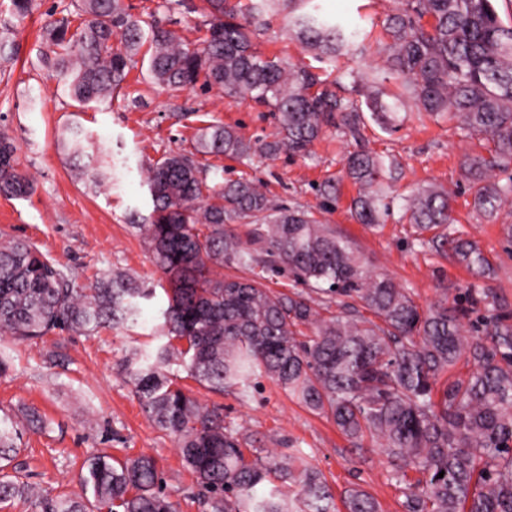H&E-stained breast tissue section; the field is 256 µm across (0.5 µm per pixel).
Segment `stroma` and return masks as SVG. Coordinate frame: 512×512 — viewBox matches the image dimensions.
<instances>
[{"instance_id":"35a3bbf8","label":"stroma","mask_w":512,"mask_h":512,"mask_svg":"<svg viewBox=\"0 0 512 512\" xmlns=\"http://www.w3.org/2000/svg\"><path fill=\"white\" fill-rule=\"evenodd\" d=\"M124 2L134 17L155 19L185 41L198 42L206 33L196 10L201 0ZM69 4L33 0L30 15L20 19L11 11V0H0V44L13 59L9 65L0 63V137L14 143L20 168L35 179L29 199L0 196V240H30L78 285L123 272L154 294L142 301V315L134 324L90 335L55 330L0 345L10 359L9 372L0 376V416L18 420L23 408L34 406L48 418L45 428H22L9 469L42 495L55 497L79 489L81 469L90 455L122 459L145 454L156 460L177 512H199L195 475L182 464L174 438L143 411L123 369L133 349L155 346L167 305L168 281L132 222L134 216L150 212L142 185L147 167L167 152L189 147L201 121L237 127L255 140L273 137L277 118L251 100L214 89L154 84L143 63L132 69L111 104L76 109L59 71L47 62L52 49L41 37ZM313 5L321 14L364 29L363 53L318 58L289 36L282 13L270 16L267 28L257 32V47L309 69L335 84L342 95L353 96L351 76L358 73L378 75L386 98L400 96L401 84L388 73L380 44L385 19L399 9L400 0H313ZM71 123L80 124L104 147L99 159L106 176L100 184L77 180L73 160L58 148L60 130ZM360 146L399 163L391 212L374 228L355 218L351 203L359 187L343 168L344 155ZM478 149L477 139L461 135L447 118L419 112L413 100L403 98L392 129L366 120L357 141L330 128L302 156H211L206 163L209 180L251 178L278 203L310 210L353 244L370 271L408 288L421 309L467 291L489 296L490 307L475 312L487 319L512 315V239L504 231L512 223V205L492 217L474 210L463 161ZM329 177L336 180V201L326 211L317 188ZM427 184L451 194L454 229L479 245L492 263L489 272L459 264L451 249L418 244L402 204L405 196ZM180 384L200 403L223 406L225 423L247 430L252 447L304 456L331 487L334 504H341L345 490L357 487L377 500L381 512H404L403 489L389 481L390 465L377 443L367 438L359 444L346 437L275 381L259 378L246 397L235 390L212 393L186 378Z\"/></svg>"}]
</instances>
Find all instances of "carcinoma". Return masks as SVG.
<instances>
[{
	"label": "carcinoma",
	"instance_id": "1",
	"mask_svg": "<svg viewBox=\"0 0 512 512\" xmlns=\"http://www.w3.org/2000/svg\"><path fill=\"white\" fill-rule=\"evenodd\" d=\"M203 2L208 34L200 43L145 24L122 0H75V13L56 20L47 34L65 91L81 107L112 102L146 45L152 81L181 87L201 81L277 115V134L262 142L206 121L191 150L164 155L145 177L152 211L137 229L171 288L165 341L151 353H132L126 370L143 408L174 435L183 465L196 476L202 512H331L333 497L302 457L256 448L246 456L248 438L224 424L221 406H203L178 385L174 366L211 392L236 388L244 396L251 377L263 373L346 436L380 440L389 480L404 485L405 512H512V320L496 316L483 323L482 335H466L462 319L478 300L421 310L407 289L367 270L330 225L274 202L251 179L210 182L199 160L303 155L327 126L357 140L366 110L389 126L398 105L383 100L377 79L359 99L340 97L310 72L263 56L254 43L274 4L288 10L296 40L323 57L359 50L363 31L300 11L305 0H253L244 11L231 0ZM383 30L388 70L402 79L418 110L446 115L464 136L488 141L486 154L468 157L465 172L474 207L497 212L512 199V177L496 181V172L512 163V24L501 21L495 0H406ZM58 143L72 158H88L75 166L81 178L98 180L86 153L94 143L81 127L63 128ZM397 166L396 159L364 149L346 158V172L360 187L352 209L361 223L374 226L388 211L387 180ZM33 191L13 146L0 137V195L25 199ZM403 216L421 245L448 243L467 268L489 269L476 243L447 233L455 217L443 189L426 186L407 196ZM232 224L251 225V246ZM428 232L436 236L427 239ZM224 265L260 272L215 274ZM285 271L322 300L302 291L276 295L258 280ZM335 295L358 298L382 324L329 312ZM151 296L121 272L79 288L34 243L0 241L1 340H32L56 329L88 335L136 320L138 300ZM462 357L471 374L437 388L441 373ZM17 427L0 418V461L17 453ZM85 467L90 506L81 497L46 498L1 464L0 502L24 498L35 512H175L153 458L96 454ZM409 469L424 479L407 481ZM274 480L288 484L294 497L277 487L264 491ZM343 503L345 512H379L363 490L346 491Z\"/></svg>",
	"mask_w": 512,
	"mask_h": 512
}]
</instances>
